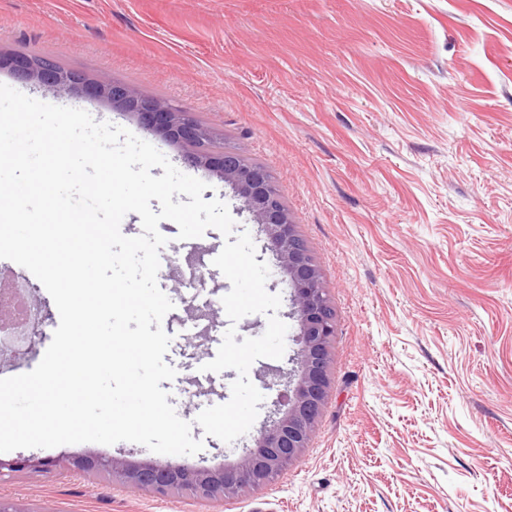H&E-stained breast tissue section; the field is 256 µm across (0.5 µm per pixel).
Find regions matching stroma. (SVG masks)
<instances>
[{"mask_svg": "<svg viewBox=\"0 0 512 512\" xmlns=\"http://www.w3.org/2000/svg\"><path fill=\"white\" fill-rule=\"evenodd\" d=\"M38 54L106 75L186 109L228 149L271 174L336 310L331 388L308 448L269 485L219 502L159 499L64 470L73 455L232 466L267 423L283 358L248 376L264 399L226 443L195 419L229 393L235 370L205 369L226 321L229 280L213 265L225 237L198 249L169 236L159 278L176 376L169 402L204 448L167 456L132 443L30 449L53 460L0 483L24 512H512V0H0V53ZM36 100L86 110L151 143L225 202L252 237L289 333L288 274L259 224L188 148L102 101L18 81ZM47 315L20 375L59 324Z\"/></svg>", "mask_w": 512, "mask_h": 512, "instance_id": "35a3bbf8", "label": "stroma"}]
</instances>
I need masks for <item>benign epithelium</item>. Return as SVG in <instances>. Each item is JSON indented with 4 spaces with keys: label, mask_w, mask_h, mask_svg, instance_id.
Returning a JSON list of instances; mask_svg holds the SVG:
<instances>
[{
    "label": "benign epithelium",
    "mask_w": 512,
    "mask_h": 512,
    "mask_svg": "<svg viewBox=\"0 0 512 512\" xmlns=\"http://www.w3.org/2000/svg\"><path fill=\"white\" fill-rule=\"evenodd\" d=\"M0 68L9 69L23 82L104 100L113 108L137 117L146 131L172 143L196 148L188 160L224 178L256 223L264 228L279 266L288 271L294 314L299 324L298 381L294 387L288 386L278 394V402L287 405L288 411L272 421L256 439L255 446L246 449L235 468L200 465L189 469L176 464L120 461L98 455L75 456L67 461L66 467L85 476L106 475L125 489L149 492L163 499L189 491L201 501H223L248 496L271 483L308 447L322 415L331 387V344L336 334V320L321 273L290 221L287 209L272 191L267 170L248 163L239 152L198 149L212 132L195 116L163 99L147 98L109 77L90 78L21 53H1ZM51 465L50 461L34 457L0 459V479Z\"/></svg>",
    "instance_id": "1"
}]
</instances>
